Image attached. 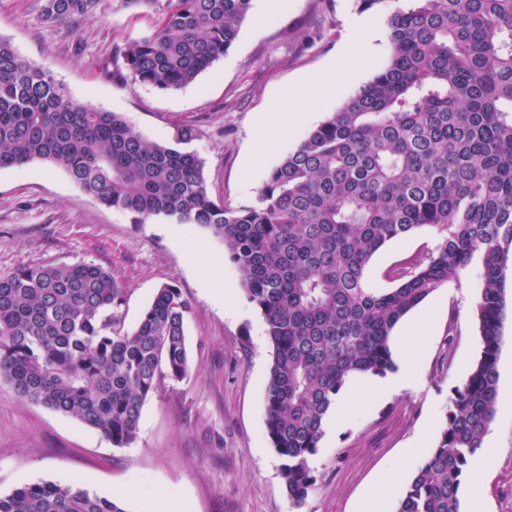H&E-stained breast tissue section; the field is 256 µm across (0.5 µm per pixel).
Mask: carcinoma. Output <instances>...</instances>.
Segmentation results:
<instances>
[{"instance_id":"1","label":"carcinoma","mask_w":512,"mask_h":512,"mask_svg":"<svg viewBox=\"0 0 512 512\" xmlns=\"http://www.w3.org/2000/svg\"><path fill=\"white\" fill-rule=\"evenodd\" d=\"M382 13L387 64L311 129L249 205L213 199L191 124L149 140L119 112L74 101L54 75L0 39V169L63 170L132 224L163 218L224 245L261 312L272 362L267 433L289 498L316 478L309 457L356 375L395 370L400 320L471 265L481 270L480 358L454 389L446 425L394 512H463V482L498 403L504 270L512 261V0H356ZM100 0H39L45 22L82 20ZM251 0H174L121 49L134 81L194 82L233 45ZM432 249L404 258L391 288L365 270L417 230ZM123 289L102 266L22 265L0 273V379L30 403L73 416L116 448L132 445L160 382L190 370L181 288L158 289L125 327ZM0 512H126L117 499L52 482L0 496Z\"/></svg>"}]
</instances>
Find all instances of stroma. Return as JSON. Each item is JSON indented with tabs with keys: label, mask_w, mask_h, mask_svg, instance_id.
Listing matches in <instances>:
<instances>
[{
	"label": "stroma",
	"mask_w": 512,
	"mask_h": 512,
	"mask_svg": "<svg viewBox=\"0 0 512 512\" xmlns=\"http://www.w3.org/2000/svg\"><path fill=\"white\" fill-rule=\"evenodd\" d=\"M160 6L101 0L80 23H46L38 0H0V38L49 69L76 101L122 113L148 139L175 125L195 126L192 147L205 162L212 196L250 204L284 152L328 117L389 57L387 29L377 11L355 0H288L284 10L251 0L238 36L212 67L176 91L132 81L118 47L147 33ZM369 19L378 38L371 68H349L335 93L305 90L298 105L310 117L256 148L261 117L287 108L285 89L301 85L341 54ZM206 250L192 257L187 246ZM425 230L386 245L366 278L389 287L387 271L409 254L433 248ZM95 263L111 269L125 290L127 328L163 285L179 286L192 305L186 334L191 370L162 381L144 403L136 441L116 448L81 420L27 402L0 380V495L52 482L108 498L125 512H154L158 499L177 512H392L403 486L423 464L446 424L449 401L482 349L475 302L478 266L468 267L420 306L427 332L409 337L417 349L418 389L381 395L368 379L346 385L342 416L328 414L309 459L316 483L301 505L289 498L281 460L266 428L265 384L272 348L259 309L251 303L223 245L209 232L155 220L133 225L122 212L86 196L60 169L40 162L0 170V273L27 264ZM222 281L235 302L212 293ZM504 343L498 360V408L485 437L497 454L477 474L479 502L464 512H512V266L506 268Z\"/></svg>",
	"instance_id": "obj_1"
}]
</instances>
